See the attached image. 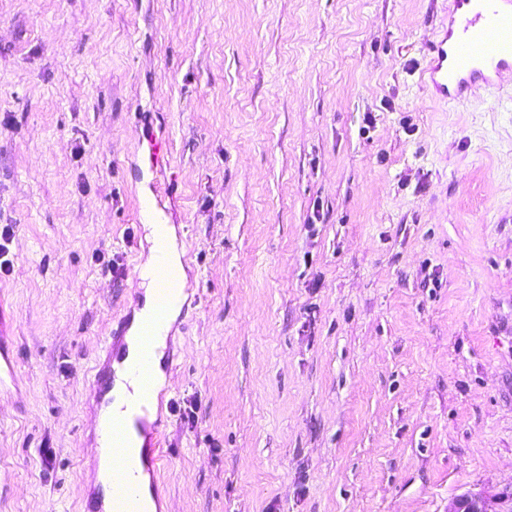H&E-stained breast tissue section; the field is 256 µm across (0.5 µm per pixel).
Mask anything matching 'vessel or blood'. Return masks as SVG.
Masks as SVG:
<instances>
[{
    "label": "vessel or blood",
    "instance_id": "obj_1",
    "mask_svg": "<svg viewBox=\"0 0 512 512\" xmlns=\"http://www.w3.org/2000/svg\"><path fill=\"white\" fill-rule=\"evenodd\" d=\"M453 9L442 22L436 37L427 45L428 63L423 70L435 96L442 101H467L476 84L501 86L505 73H512V0H451ZM148 161L152 171L164 174L169 167L167 143L156 136L147 138ZM5 321L0 318V393L10 392L18 382L17 363L5 337ZM137 383L136 402L148 407L162 402L163 391L152 382L148 358L130 366ZM121 416L112 419L108 448L111 467L120 472L112 486L114 512H139L140 490L135 482L138 467L157 475L167 455L160 444L162 419L149 426V439L142 456H135L124 439Z\"/></svg>",
    "mask_w": 512,
    "mask_h": 512
}]
</instances>
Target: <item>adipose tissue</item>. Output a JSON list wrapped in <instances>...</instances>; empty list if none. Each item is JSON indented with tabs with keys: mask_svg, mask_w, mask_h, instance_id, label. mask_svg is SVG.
<instances>
[{
	"mask_svg": "<svg viewBox=\"0 0 512 512\" xmlns=\"http://www.w3.org/2000/svg\"><path fill=\"white\" fill-rule=\"evenodd\" d=\"M153 267V261L149 260L141 268L140 278L144 287L143 301L135 309L134 320L131 322L124 339L126 355L124 358L114 359L112 363V385L105 395V401L96 419L95 432L98 448L95 457L93 486L99 497L103 512H111L112 509L111 493L107 487L106 479L109 467L107 448L109 446L108 431L110 419L112 413L120 410L133 398L126 368L129 362H132L137 357L139 352V322L151 312L153 307L155 294L152 280Z\"/></svg>",
	"mask_w": 512,
	"mask_h": 512,
	"instance_id": "1",
	"label": "adipose tissue"
}]
</instances>
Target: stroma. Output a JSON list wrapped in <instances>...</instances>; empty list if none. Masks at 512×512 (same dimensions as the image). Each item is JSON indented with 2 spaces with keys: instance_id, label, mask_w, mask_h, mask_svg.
<instances>
[{
  "instance_id": "obj_1",
  "label": "stroma",
  "mask_w": 512,
  "mask_h": 512,
  "mask_svg": "<svg viewBox=\"0 0 512 512\" xmlns=\"http://www.w3.org/2000/svg\"><path fill=\"white\" fill-rule=\"evenodd\" d=\"M448 0H0V512H89L146 136L194 281L165 512H448L512 483V83L439 101ZM147 149L151 170L156 174L164 176L170 164L166 141L151 133L147 138ZM4 308L1 301L0 312V393H9L11 387H15L18 382L17 363L12 351V347L5 336Z\"/></svg>"
}]
</instances>
